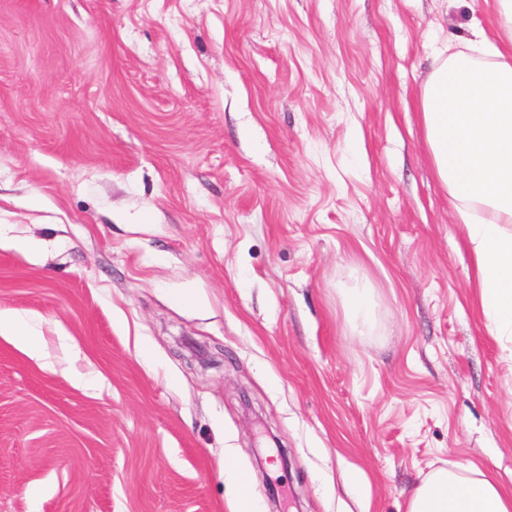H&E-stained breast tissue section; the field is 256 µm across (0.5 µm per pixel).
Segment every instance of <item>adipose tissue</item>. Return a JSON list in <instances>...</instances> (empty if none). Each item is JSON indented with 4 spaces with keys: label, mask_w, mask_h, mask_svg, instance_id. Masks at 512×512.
Segmentation results:
<instances>
[{
    "label": "adipose tissue",
    "mask_w": 512,
    "mask_h": 512,
    "mask_svg": "<svg viewBox=\"0 0 512 512\" xmlns=\"http://www.w3.org/2000/svg\"><path fill=\"white\" fill-rule=\"evenodd\" d=\"M472 35L470 53L439 62L425 84L424 134L473 249L487 326L512 353V44L498 47L477 25ZM0 338L47 359L34 315L0 309ZM409 512H512V493L441 469L414 493Z\"/></svg>",
    "instance_id": "adipose-tissue-1"
}]
</instances>
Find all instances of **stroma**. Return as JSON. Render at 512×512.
<instances>
[{
  "instance_id": "1",
  "label": "stroma",
  "mask_w": 512,
  "mask_h": 512,
  "mask_svg": "<svg viewBox=\"0 0 512 512\" xmlns=\"http://www.w3.org/2000/svg\"><path fill=\"white\" fill-rule=\"evenodd\" d=\"M475 17L512 41L498 0H0V309L54 362L0 339V512H233L228 455L263 512L512 489V359L422 126ZM347 309L351 320L366 325L370 320L367 288H351L347 296ZM35 316L12 309H0V338L13 344L30 359L50 367L42 333L35 326Z\"/></svg>"
}]
</instances>
